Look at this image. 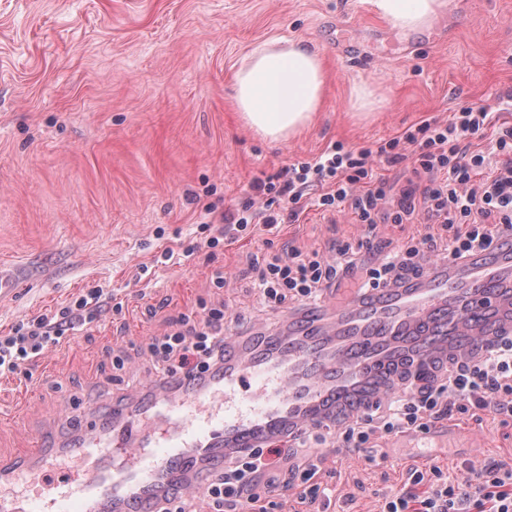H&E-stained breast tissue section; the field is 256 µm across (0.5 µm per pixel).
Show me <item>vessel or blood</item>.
Masks as SVG:
<instances>
[{"label":"vessel or blood","instance_id":"vessel-or-blood-1","mask_svg":"<svg viewBox=\"0 0 512 512\" xmlns=\"http://www.w3.org/2000/svg\"><path fill=\"white\" fill-rule=\"evenodd\" d=\"M290 333L262 348L230 337L224 372L210 380L157 377L140 411L115 404L77 421L80 437L51 452L35 437L8 469L0 512H88L91 502L124 512H156L162 492L198 496L205 479L191 453L230 464L280 430L325 426L338 407L365 410L388 401L407 361L458 355L512 333V240L494 262L471 257L438 264L413 288L351 289L289 313Z\"/></svg>","mask_w":512,"mask_h":512}]
</instances>
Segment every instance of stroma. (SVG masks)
<instances>
[{"instance_id":"35a3bbf8","label":"stroma","mask_w":512,"mask_h":512,"mask_svg":"<svg viewBox=\"0 0 512 512\" xmlns=\"http://www.w3.org/2000/svg\"><path fill=\"white\" fill-rule=\"evenodd\" d=\"M303 40L327 81L314 124L278 144L262 141L233 106V75L257 47ZM355 55H341L339 41ZM385 106L355 117L356 83ZM512 92V0H451L430 27L405 33L368 0H0V335L101 288L122 301L46 352L32 378H0V455L27 447L68 408L111 404L147 386L142 349L202 304L229 300L248 325L274 324L253 288L250 259L263 237L207 249L206 205L247 198L254 174L317 157L329 143L372 148L430 116L496 108ZM351 214L306 212L273 236L328 251L356 234ZM171 249L178 263L162 264ZM227 274L215 288L216 270ZM128 368L114 377L112 357ZM316 481L333 512H375L408 463L459 473L464 460L512 463V420L453 418L415 435L389 460L340 462L324 448Z\"/></svg>"}]
</instances>
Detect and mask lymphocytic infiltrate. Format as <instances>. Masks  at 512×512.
Returning <instances> with one entry per match:
<instances>
[{
    "instance_id": "1",
    "label": "lymphocytic infiltrate",
    "mask_w": 512,
    "mask_h": 512,
    "mask_svg": "<svg viewBox=\"0 0 512 512\" xmlns=\"http://www.w3.org/2000/svg\"><path fill=\"white\" fill-rule=\"evenodd\" d=\"M402 168L406 179L390 177ZM249 201L216 211L219 235L208 248L231 245L256 233L277 234L308 210L321 216L351 211L360 233L335 243L333 257L288 246L254 259L261 304L277 311L318 303L341 288L359 294L389 286L410 287L442 260L463 259L512 237V94L497 111L463 106L448 119L430 117L382 141L377 149H345L333 142L315 159L298 161L272 176L252 177ZM425 217L420 237L383 239V224H411ZM108 295L94 288L58 310L12 327L0 336V377L26 372L45 349L58 347L75 325L95 322ZM228 302L207 308L201 319L184 317L183 329L151 338L145 353L155 370L174 378L186 371L224 367ZM512 417V335L478 351L433 361L403 396L320 430L285 434L304 448L293 467L285 451L262 445L213 472L207 496L215 512H268L267 487L303 484L311 501L330 506L332 493L315 483L328 442L371 448L380 438L427 433L458 415ZM466 479L433 466L408 469L402 487L382 498L379 512H512V465L489 458L466 466Z\"/></svg>"
}]
</instances>
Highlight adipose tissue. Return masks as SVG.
Instances as JSON below:
<instances>
[{"label": "adipose tissue", "instance_id": "adipose-tissue-1", "mask_svg": "<svg viewBox=\"0 0 512 512\" xmlns=\"http://www.w3.org/2000/svg\"><path fill=\"white\" fill-rule=\"evenodd\" d=\"M394 27L416 31L448 11L450 0H368ZM325 74L318 52L289 40L254 49L234 76V100L242 122L270 143L286 142L313 121L323 105Z\"/></svg>", "mask_w": 512, "mask_h": 512}]
</instances>
